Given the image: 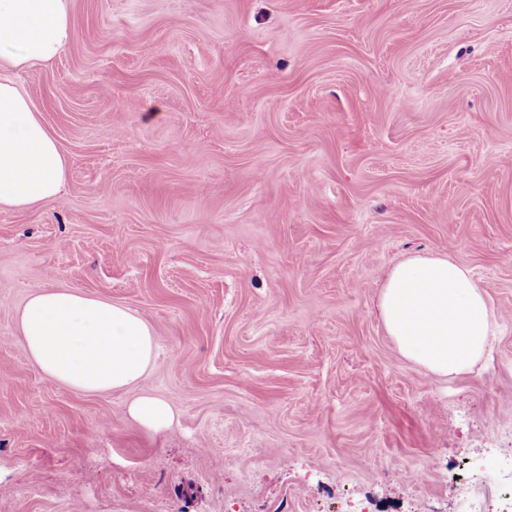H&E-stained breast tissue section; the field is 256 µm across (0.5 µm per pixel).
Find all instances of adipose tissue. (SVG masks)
Here are the masks:
<instances>
[{
  "mask_svg": "<svg viewBox=\"0 0 512 512\" xmlns=\"http://www.w3.org/2000/svg\"><path fill=\"white\" fill-rule=\"evenodd\" d=\"M67 0H0V62L45 64L71 39ZM67 160L56 138L12 81L0 79V209L28 210L55 199ZM380 316L399 352L431 374L473 371L493 333L494 312L472 270L445 254L412 255L388 272ZM30 360L49 380L88 393L124 389L151 369L154 336L124 305L67 288L34 293L17 313ZM129 417L161 432L170 405L141 396Z\"/></svg>",
  "mask_w": 512,
  "mask_h": 512,
  "instance_id": "1",
  "label": "adipose tissue"
}]
</instances>
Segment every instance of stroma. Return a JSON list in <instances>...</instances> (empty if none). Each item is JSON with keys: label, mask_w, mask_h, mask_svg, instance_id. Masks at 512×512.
<instances>
[{"label": "stroma", "mask_w": 512, "mask_h": 512, "mask_svg": "<svg viewBox=\"0 0 512 512\" xmlns=\"http://www.w3.org/2000/svg\"><path fill=\"white\" fill-rule=\"evenodd\" d=\"M69 12L58 59L0 68L68 162L59 199L0 211V512H455L449 474L512 448V0ZM427 252L496 312L448 379L378 309ZM59 287L151 326L145 378L43 376L15 313ZM127 413L132 420L154 432L167 430L174 420L170 405L152 396L133 399L127 406Z\"/></svg>", "instance_id": "1"}]
</instances>
